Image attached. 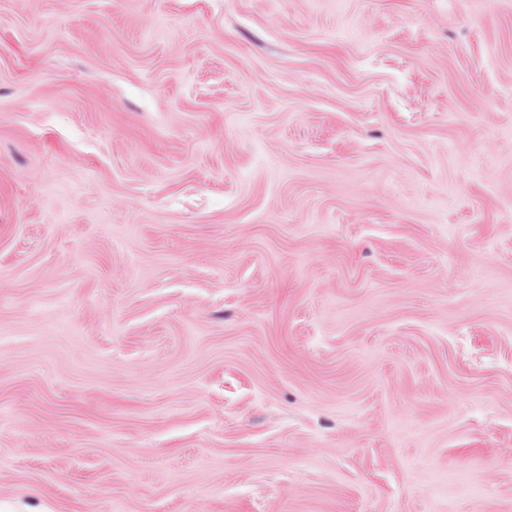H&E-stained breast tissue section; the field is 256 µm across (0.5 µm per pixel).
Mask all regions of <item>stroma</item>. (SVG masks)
Listing matches in <instances>:
<instances>
[{"mask_svg": "<svg viewBox=\"0 0 512 512\" xmlns=\"http://www.w3.org/2000/svg\"><path fill=\"white\" fill-rule=\"evenodd\" d=\"M0 512H512V0H0Z\"/></svg>", "mask_w": 512, "mask_h": 512, "instance_id": "stroma-1", "label": "stroma"}]
</instances>
